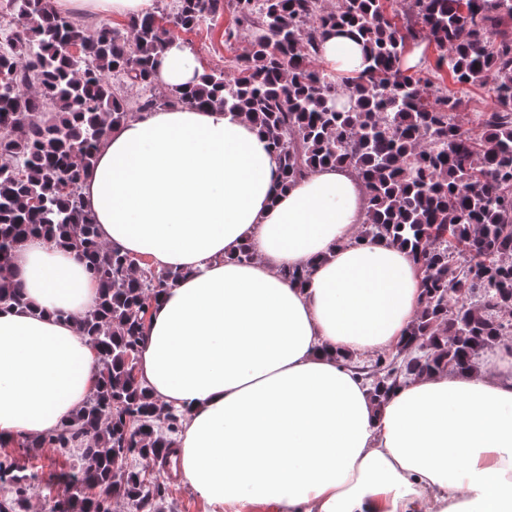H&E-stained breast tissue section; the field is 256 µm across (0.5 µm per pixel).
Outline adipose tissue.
<instances>
[{
	"label": "adipose tissue",
	"mask_w": 512,
	"mask_h": 512,
	"mask_svg": "<svg viewBox=\"0 0 512 512\" xmlns=\"http://www.w3.org/2000/svg\"><path fill=\"white\" fill-rule=\"evenodd\" d=\"M63 13L132 20L152 0H54ZM321 59L364 68L332 35ZM171 41L161 88L198 83ZM278 160L234 112L179 106L106 133L81 195L101 241L189 275L151 305L136 374L185 410L179 472L218 512H512V344L475 373L430 372L376 401L346 359L400 346L423 303L409 248L357 239L365 190L343 166L277 190ZM247 247L255 261L235 255ZM305 268L304 282L283 277ZM0 311V438L54 430L93 390L96 353L74 323L99 287L71 251L21 242Z\"/></svg>",
	"instance_id": "ef3b65f1"
}]
</instances>
